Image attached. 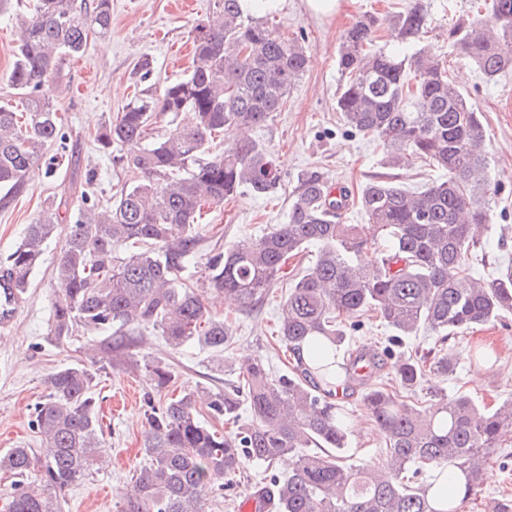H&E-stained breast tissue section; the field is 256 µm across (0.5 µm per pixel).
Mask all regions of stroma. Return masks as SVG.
Segmentation results:
<instances>
[{"mask_svg": "<svg viewBox=\"0 0 512 512\" xmlns=\"http://www.w3.org/2000/svg\"><path fill=\"white\" fill-rule=\"evenodd\" d=\"M413 1L428 19V31L416 45L392 39L393 29L388 23L391 15ZM342 2L341 11L330 18L309 13L303 0H281L278 8L255 9L256 17L268 20L284 36L304 35L309 55V67L289 92L283 109L267 126L253 133L275 154L282 180L269 195L241 193L222 206L205 210L203 242L185 272L189 281L201 278L211 249L260 236L274 225L286 223L292 193L305 172L319 171L332 185L352 191L385 172L382 147L373 139L349 133L336 106L344 82L336 63L342 36L347 27L365 15L381 21L375 33L377 45L402 54L425 47L442 58L450 79L479 108L486 132L484 150L500 191L489 204L490 222L480 233L486 261L475 264L472 273L490 278L499 264L512 256V70L491 81L483 79L474 64L454 48L450 37L454 27L477 20L478 0ZM28 3L9 0L0 9V100L13 96L7 76L17 43L15 17L27 13ZM211 4L212 0H112L111 34L91 39L86 51L64 59L56 74L55 105L63 118L64 133L59 165L49 177L43 167H35L23 193L0 208V266L21 241L27 224L43 208L51 204L59 213V231L45 247L17 316L8 328L0 329V451L38 447L31 419L35 404L47 392L50 371L76 362L92 363L96 371L97 415L112 462L66 491L64 512H116V502L143 460V395L151 385L142 363L113 366L111 333L78 327L61 341L51 340L53 266L82 199L107 202L136 180L132 170L113 164L111 157L99 150L95 142L98 127L114 119L134 96L159 92L166 84L188 75L192 30L208 14ZM143 56L153 61V72L145 79L133 71L135 62ZM317 252V246L312 245L303 257L289 260L283 277L253 308L239 310L218 304L214 292H206L210 313L227 318L232 329V343L224 350V369H217L210 352L198 345L171 353L159 332H146L145 352L175 370L173 390H223L233 380L232 367L241 357L259 359L272 371H282L284 357L277 338L279 309L291 279L312 265ZM438 345L454 351L456 369L448 377L433 378V385L448 393L465 394L490 408L512 398V314L443 342L430 331L421 330L407 339L405 350L424 352ZM475 346L491 351V369H481L465 358V351ZM343 405L348 419L356 423L349 446L342 452L347 465H381L383 439L361 403L350 398ZM487 469L492 480L483 482L480 494L461 512H495L496 508L512 505V432L503 435ZM287 472L284 459L270 470L252 461L244 462L229 496L211 498L206 510L240 512L243 501L270 474Z\"/></svg>", "mask_w": 512, "mask_h": 512, "instance_id": "stroma-1", "label": "stroma"}]
</instances>
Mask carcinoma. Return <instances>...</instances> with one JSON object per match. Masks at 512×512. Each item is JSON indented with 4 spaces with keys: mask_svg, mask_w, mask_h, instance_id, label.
<instances>
[{
    "mask_svg": "<svg viewBox=\"0 0 512 512\" xmlns=\"http://www.w3.org/2000/svg\"><path fill=\"white\" fill-rule=\"evenodd\" d=\"M33 9L18 19L8 75L23 111L0 102V207L24 191L33 166L53 173L63 138L54 105L60 63L83 53L90 36L112 31V0H34ZM389 22L410 42L428 29L416 5ZM450 36L485 79H495L512 69V0H492L487 17ZM193 46L187 77L157 96H136L96 136L101 149H119L112 161L139 179L106 209H78L55 263L50 335L57 341L80 326L140 334L152 328L173 353L195 343L215 359L231 344L228 321L209 313L183 271L200 245L203 209L241 192H273L280 168L258 140L235 137L216 155L210 147L218 133L265 126L303 77L307 55L299 39L244 12L239 0H213ZM337 65L345 78L337 110L349 131L376 139L392 168L424 157L444 177L420 191L374 178L357 193L366 223L347 224L349 192L308 171L287 223L210 252L203 283L249 308L289 259L319 246L282 303L278 336L289 367L273 374L244 359L238 380L222 391L183 390L158 405L147 399L145 458L116 512H205L245 461L271 468L284 457L288 476L265 486L271 512H459L440 508L429 478L451 465L468 478L461 502L471 499L489 450L512 427V400L489 411L461 393L432 390L427 409L406 399L429 375L447 377L456 365L448 351L406 354V338L427 328L445 340L512 311L511 263L488 279L471 273L472 261L486 254L473 228L487 223L500 189L483 151L481 113L425 49L401 57L377 45L372 19L346 30ZM165 118L175 127L153 136ZM56 220L53 207L43 209L7 258L6 271L23 291ZM367 312L392 329L383 349L358 346L341 363L329 360L353 340L349 333ZM383 365L394 382L376 380ZM144 369L158 392L175 377L153 358ZM341 379L346 389L362 390L384 436L380 467L353 469L338 455L350 435L343 409L332 402ZM93 382L80 363L49 375L48 393L34 408L41 447L0 452V473L13 477L6 512H62L65 491L104 464Z\"/></svg>",
    "mask_w": 512,
    "mask_h": 512,
    "instance_id": "carcinoma-1",
    "label": "carcinoma"
}]
</instances>
